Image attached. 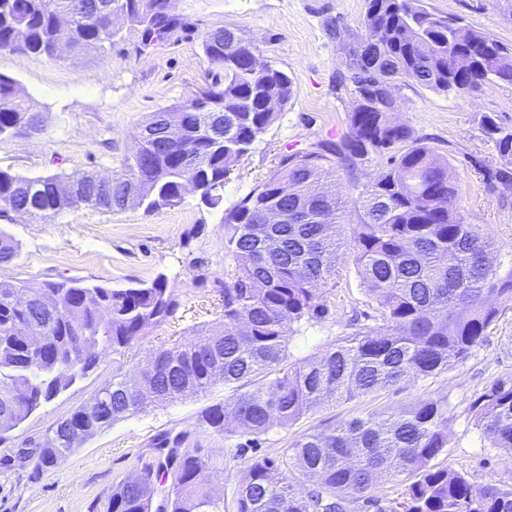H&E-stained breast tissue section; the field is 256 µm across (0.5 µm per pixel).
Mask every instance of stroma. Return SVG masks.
Wrapping results in <instances>:
<instances>
[{"label": "stroma", "mask_w": 512, "mask_h": 512, "mask_svg": "<svg viewBox=\"0 0 512 512\" xmlns=\"http://www.w3.org/2000/svg\"><path fill=\"white\" fill-rule=\"evenodd\" d=\"M431 11L461 18L489 38L512 48V11L496 0H424ZM187 29L146 45L127 29L111 47L63 51L56 59L0 50V73L15 79L21 95L43 116L40 132L0 136V167L19 175L90 172L111 176L136 145L143 121L161 109L184 104L201 88L223 81L210 67L201 37L229 27L241 30L259 58L285 72L292 96L276 120L234 166L221 191L220 207L205 205L198 192L154 212L131 205L112 213L78 205L45 224L0 212V231L20 245V255L0 267V278L36 288L49 278L80 277L120 288L165 275L180 305L165 322L145 329L128 352V368L146 364L164 341L188 340L197 329L215 327L222 312L224 211L264 182L289 153L347 131L354 96L343 83L346 61L362 34L367 0H176ZM393 118L414 138L448 159L461 190L460 215L512 247V189L495 173L501 168L494 142L483 132V113L512 128V84L437 93L409 79L396 82ZM365 314L379 325L352 261L339 266L327 318L291 336V360L320 355L349 333V321ZM112 377V354L103 352L84 379L32 413L0 445V512H104L120 479L155 462L152 440L165 432L185 433L217 461L204 477L216 497L232 501L240 470L254 457L278 458L300 435L368 414L386 415L426 400H448V453L436 460L464 473L477 487L512 483V464L475 427L470 406L490 381L512 377V304L505 305L486 342L461 366L428 379L350 401L322 404L285 429L259 440L241 434L224 439L200 424L202 412L227 399L223 385L205 394L148 407L86 439L65 460L45 471L23 459L21 449L42 447L66 418Z\"/></svg>", "instance_id": "35a3bbf8"}]
</instances>
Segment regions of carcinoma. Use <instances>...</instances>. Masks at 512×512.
Masks as SVG:
<instances>
[{
  "label": "carcinoma",
  "instance_id": "cac0c4a2",
  "mask_svg": "<svg viewBox=\"0 0 512 512\" xmlns=\"http://www.w3.org/2000/svg\"><path fill=\"white\" fill-rule=\"evenodd\" d=\"M114 14L96 19L93 0H0V49L22 44L26 54L55 58L63 43L73 52L112 44L124 26H137L142 43L163 40L188 26L172 0H110ZM364 34L352 50L348 80L354 104L348 131L336 143L318 142L284 156L281 167L224 212V272L220 328L201 329L187 343L152 350L157 366L132 379L123 372L127 348L146 327L174 315L179 302L165 275L122 288L60 278L30 288L0 280V399L12 396L16 429L33 412L97 366L88 348L112 350V381L89 400L112 419L90 417L85 406L68 420L88 436L176 397H194L222 384L225 402L208 407L203 425L230 437L242 429L258 439L285 428L329 400H351L407 379H425L464 364L486 341L500 308L512 303V262H494L497 241L463 223L460 188L448 160L393 120L395 80L407 78L438 93L512 83V51L457 18L430 12L424 0H368ZM239 47L202 36L207 62L224 72L223 86L199 91L186 104L153 113L144 126L155 138L139 143L112 178V195L87 172L25 177L0 167V209L49 221L84 204L104 212L123 207L129 189L145 210L176 206L182 185L195 180L204 203H222L232 166L275 121L292 95L284 72L252 62L257 47L237 33ZM224 113V133L209 130ZM34 111L16 81L0 73V136L15 135ZM177 124L176 148L161 121ZM484 133L503 164L512 163V130L484 114ZM389 156L387 171L354 185L348 200L321 193L327 179L355 174L371 155ZM74 195L58 199L55 186ZM288 208L301 224H261L271 207ZM356 221L340 223L346 209ZM351 251L363 290L382 324L357 327L317 357L289 361L290 335L329 312L340 260ZM18 244L0 234V264L13 262ZM476 427L512 459V378L487 385L471 404ZM187 436L162 434L153 448L163 461L144 465L141 479L112 487L106 512H152L159 472L172 475L159 512H223L201 479L214 465L206 448H186ZM73 448L51 435L35 451L45 470ZM448 453V401L429 400L386 416L304 433L278 459L255 458L240 471L236 512H346V503L377 512H512V484L474 487L467 477L432 461ZM405 484L383 507L371 496L381 473ZM310 482L305 489L302 483Z\"/></svg>",
  "mask_w": 512,
  "mask_h": 512
}]
</instances>
